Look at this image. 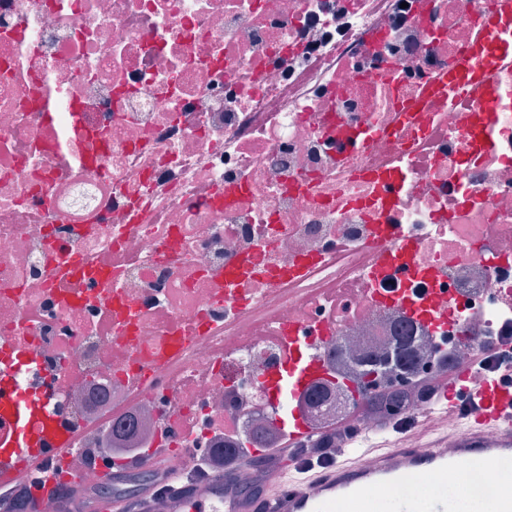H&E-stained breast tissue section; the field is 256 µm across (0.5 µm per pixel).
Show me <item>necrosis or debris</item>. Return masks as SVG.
Here are the masks:
<instances>
[{
  "instance_id": "1",
  "label": "necrosis or debris",
  "mask_w": 512,
  "mask_h": 512,
  "mask_svg": "<svg viewBox=\"0 0 512 512\" xmlns=\"http://www.w3.org/2000/svg\"><path fill=\"white\" fill-rule=\"evenodd\" d=\"M496 0H0V344L65 449L59 480L98 483L116 448H239L283 434L263 381L315 325L345 379L393 346L373 298V224L467 296L450 348L512 332V61L484 95L436 79L469 56ZM465 502L501 472L428 475Z\"/></svg>"
}]
</instances>
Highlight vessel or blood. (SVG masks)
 I'll return each instance as SVG.
<instances>
[{"mask_svg": "<svg viewBox=\"0 0 512 512\" xmlns=\"http://www.w3.org/2000/svg\"><path fill=\"white\" fill-rule=\"evenodd\" d=\"M482 46H499L512 55V37L501 35L495 15L478 18ZM489 64L484 59L462 63L449 72L448 85L482 80ZM414 240L404 238L391 249H383L379 262H392L403 279L416 274ZM390 305L399 307L416 323L435 329L455 324L457 301H449L450 315L437 319L431 307L418 300L412 289L403 288L389 295ZM327 363L317 360L310 343L300 344L287 363L276 367L267 383L269 401L277 407L279 419L290 442L310 438L299 407L301 397L313 386L330 380ZM430 415L458 419L457 450L448 453L440 436H430L425 448H415L406 437L383 435L366 438L359 447L341 450L336 459L312 477L302 474L301 464L278 470L270 481V495L243 505V494L230 491L229 476L215 474L205 482L193 479L188 466L172 474L176 488L150 495L146 512H333L337 501H351L356 512H371L378 496H391L407 479L454 469L461 477L473 472L498 468L512 460V382L505 372H497L477 387L469 373H460L434 395ZM10 424L0 431V489L28 482L36 465L43 463L42 445L63 447L54 421L41 414L33 398L25 396L13 372L0 373V420ZM456 502L440 495L425 504L411 497L398 498L395 512H457Z\"/></svg>", "mask_w": 512, "mask_h": 512, "instance_id": "1", "label": "vessel or blood"}]
</instances>
